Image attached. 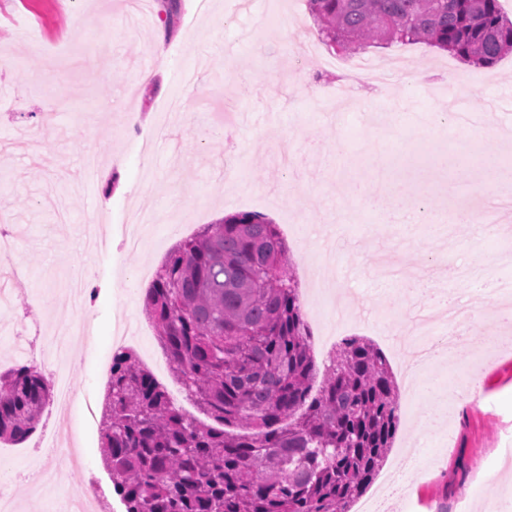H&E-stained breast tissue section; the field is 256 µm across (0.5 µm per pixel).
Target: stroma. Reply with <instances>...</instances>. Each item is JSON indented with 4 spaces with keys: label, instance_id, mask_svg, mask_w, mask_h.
<instances>
[{
    "label": "stroma",
    "instance_id": "stroma-1",
    "mask_svg": "<svg viewBox=\"0 0 512 512\" xmlns=\"http://www.w3.org/2000/svg\"><path fill=\"white\" fill-rule=\"evenodd\" d=\"M288 16L291 39L272 20ZM153 24L139 23L129 0H0V195L23 208L0 206L18 240L15 280L0 266V287L14 297L0 309V327L21 328L30 362L43 335L72 324V276H91L99 290L72 382L101 411L114 338L136 327L127 344L136 355H161L141 289L150 287L168 250L199 227L254 210L283 230L315 358L341 339L373 342L399 370L403 355L383 326L411 327L412 289L378 278L379 251L396 249L407 278L458 295L453 273L435 280L448 261L476 270L483 285L467 296L497 306L484 285L511 278L512 234L456 228L452 249L429 224H378L371 197L386 206H422L448 222L469 200L477 155L512 157V124L490 135L457 134L437 120L457 99L471 110L512 114V56L475 66L424 43L370 47L366 57L398 63L416 81L396 77L358 88L355 59L331 50L306 0H184L177 31L155 45ZM58 67V83H34L32 72ZM156 70L152 84L141 72ZM97 80H89V72ZM183 100L165 133L159 109ZM140 115L127 122L128 111ZM98 158L95 177L85 159ZM155 212L150 245L126 244L135 214ZM467 348L432 365L431 378L460 387L447 398L399 388L400 428L380 473L350 512H444L460 498L484 512L492 492L512 486V349L472 367L475 347L502 333L493 318L473 322ZM469 398L460 407L461 398ZM81 470L58 461L60 483L47 497L63 512L68 491L93 480L101 512H124L101 457L100 429L81 425Z\"/></svg>",
    "mask_w": 512,
    "mask_h": 512
}]
</instances>
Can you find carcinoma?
<instances>
[{"mask_svg": "<svg viewBox=\"0 0 512 512\" xmlns=\"http://www.w3.org/2000/svg\"><path fill=\"white\" fill-rule=\"evenodd\" d=\"M156 2L169 37L183 0ZM307 5L337 53L427 43L482 67L512 54V19L499 0ZM145 310L176 377L216 425L194 424L130 351H116L101 449L125 512H349L394 442L391 367L373 343L347 337L310 396L312 335L277 225L239 212L180 241ZM49 396L28 366L1 374L0 441L27 439Z\"/></svg>", "mask_w": 512, "mask_h": 512, "instance_id": "cac0c4a2", "label": "carcinoma"}]
</instances>
